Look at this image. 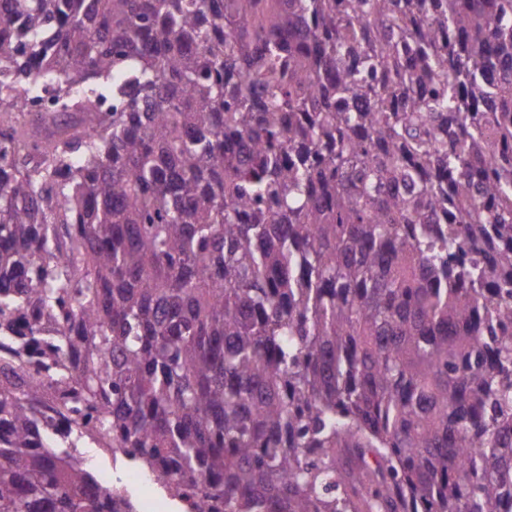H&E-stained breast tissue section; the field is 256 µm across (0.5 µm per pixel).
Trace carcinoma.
<instances>
[{"instance_id": "cac0c4a2", "label": "carcinoma", "mask_w": 512, "mask_h": 512, "mask_svg": "<svg viewBox=\"0 0 512 512\" xmlns=\"http://www.w3.org/2000/svg\"><path fill=\"white\" fill-rule=\"evenodd\" d=\"M46 89L97 121L33 158ZM0 346V512H132L71 448L224 512H494L512 0H0Z\"/></svg>"}]
</instances>
